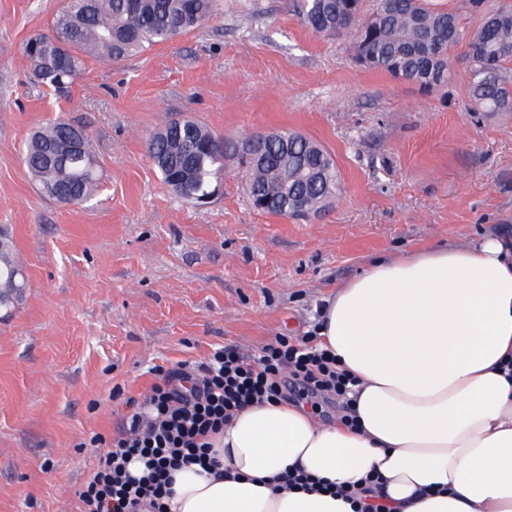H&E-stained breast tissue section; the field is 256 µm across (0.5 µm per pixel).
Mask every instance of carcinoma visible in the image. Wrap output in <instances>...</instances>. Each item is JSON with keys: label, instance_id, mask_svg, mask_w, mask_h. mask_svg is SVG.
I'll return each mask as SVG.
<instances>
[{"label": "carcinoma", "instance_id": "cac0c4a2", "mask_svg": "<svg viewBox=\"0 0 512 512\" xmlns=\"http://www.w3.org/2000/svg\"><path fill=\"white\" fill-rule=\"evenodd\" d=\"M65 0L55 15L52 31L30 37L25 52L34 81L61 91L80 74L88 56L119 61L150 47L174 40L202 26L215 12L217 0ZM307 27L324 37L347 35L366 45L372 68L394 77L409 74L435 86L448 83L452 63L448 51L468 38L470 65L468 111L483 115L512 112V8L486 14L470 35L459 17L434 10L425 0H376L367 16L362 0H301ZM67 43L68 70L52 62V39ZM66 121L58 119L36 131L27 146L25 165L40 191L60 187L76 203L92 199L101 180L100 165L90 140L83 152L64 151L59 133ZM267 160L240 155L248 198H270L263 212L274 215L318 213L340 191V175L333 156L318 142L284 129L264 137ZM150 161L175 195L195 203L215 192L213 180L224 162V143L191 117L183 118L182 132L166 124L147 142ZM26 281L15 257V246L5 238L0 245V295L3 307L24 291Z\"/></svg>", "mask_w": 512, "mask_h": 512}]
</instances>
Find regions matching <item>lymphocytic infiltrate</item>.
<instances>
[{"label": "lymphocytic infiltrate", "instance_id": "f902f5d3", "mask_svg": "<svg viewBox=\"0 0 512 512\" xmlns=\"http://www.w3.org/2000/svg\"><path fill=\"white\" fill-rule=\"evenodd\" d=\"M156 382L112 438L92 436L97 468L78 490L79 512H168L170 473L191 465L218 468L210 439L233 415L254 403H276L295 394L309 400L344 397L352 377L314 336L279 335L258 353L234 346L212 348L204 362L177 369L155 367ZM148 473L129 476L131 458Z\"/></svg>", "mask_w": 512, "mask_h": 512}]
</instances>
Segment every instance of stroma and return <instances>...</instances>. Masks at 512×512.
I'll return each instance as SVG.
<instances>
[{
  "label": "stroma",
  "instance_id": "stroma-1",
  "mask_svg": "<svg viewBox=\"0 0 512 512\" xmlns=\"http://www.w3.org/2000/svg\"><path fill=\"white\" fill-rule=\"evenodd\" d=\"M62 0H0V226L28 280L0 317V512H77L127 399L212 345L248 354L314 330L324 298L374 257L512 227V113L468 112V45L430 91L359 66L298 0H221L206 24L120 62L86 58L67 91L36 83L28 38ZM189 116L220 139L279 129L336 160L342 192L306 219L254 210L235 156L199 206L173 194L147 154ZM89 135L98 194L66 205L24 163L56 118Z\"/></svg>",
  "mask_w": 512,
  "mask_h": 512
}]
</instances>
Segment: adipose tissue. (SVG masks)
<instances>
[{"label": "adipose tissue", "instance_id": "ef3b65f1", "mask_svg": "<svg viewBox=\"0 0 512 512\" xmlns=\"http://www.w3.org/2000/svg\"><path fill=\"white\" fill-rule=\"evenodd\" d=\"M318 334L357 379L358 427L247 406L212 438L219 471L174 472L170 512H356L334 488L371 472L393 512H512V237L376 257ZM289 470L330 488H282Z\"/></svg>", "mask_w": 512, "mask_h": 512}]
</instances>
